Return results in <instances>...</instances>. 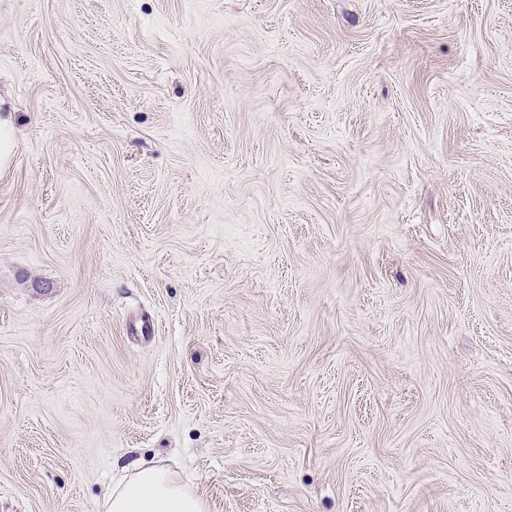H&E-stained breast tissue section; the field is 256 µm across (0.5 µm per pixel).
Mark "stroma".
Here are the masks:
<instances>
[{
  "instance_id": "1",
  "label": "stroma",
  "mask_w": 512,
  "mask_h": 512,
  "mask_svg": "<svg viewBox=\"0 0 512 512\" xmlns=\"http://www.w3.org/2000/svg\"><path fill=\"white\" fill-rule=\"evenodd\" d=\"M2 112L0 512H512V0H0ZM104 512H205L206 504L193 486L179 481L159 465H134L114 482Z\"/></svg>"
}]
</instances>
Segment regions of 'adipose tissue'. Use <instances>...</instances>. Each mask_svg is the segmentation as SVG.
I'll list each match as a JSON object with an SVG mask.
<instances>
[{"mask_svg": "<svg viewBox=\"0 0 512 512\" xmlns=\"http://www.w3.org/2000/svg\"><path fill=\"white\" fill-rule=\"evenodd\" d=\"M104 512H206L193 486L159 466H132L114 482L103 503Z\"/></svg>", "mask_w": 512, "mask_h": 512, "instance_id": "obj_1", "label": "adipose tissue"}]
</instances>
